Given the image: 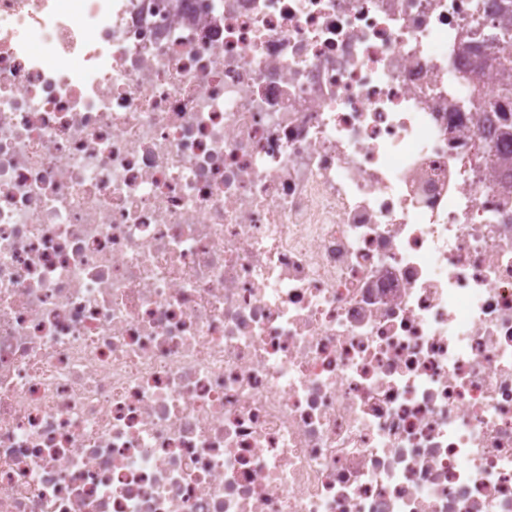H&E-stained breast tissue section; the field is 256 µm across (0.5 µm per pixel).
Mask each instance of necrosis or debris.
Wrapping results in <instances>:
<instances>
[{"mask_svg":"<svg viewBox=\"0 0 512 512\" xmlns=\"http://www.w3.org/2000/svg\"><path fill=\"white\" fill-rule=\"evenodd\" d=\"M510 29L0 0V512H512Z\"/></svg>","mask_w":512,"mask_h":512,"instance_id":"1","label":"necrosis or debris"}]
</instances>
